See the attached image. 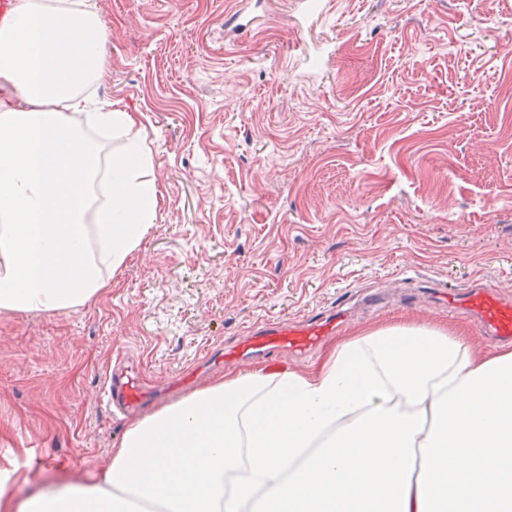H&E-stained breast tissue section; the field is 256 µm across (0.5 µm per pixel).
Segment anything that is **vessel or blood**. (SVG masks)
I'll return each instance as SVG.
<instances>
[{"label":"vessel or blood","mask_w":512,"mask_h":512,"mask_svg":"<svg viewBox=\"0 0 512 512\" xmlns=\"http://www.w3.org/2000/svg\"><path fill=\"white\" fill-rule=\"evenodd\" d=\"M450 310L464 311L480 332L503 340L512 339V301L499 298L485 286H474L469 291L448 295ZM336 328L333 316L311 319L298 324L269 322L258 326L242 342L239 352H260L275 357L279 351L293 350L306 353L315 348L323 336ZM148 395L145 374L141 369L129 367L118 374H107L104 380L106 404L133 406Z\"/></svg>","instance_id":"1"}]
</instances>
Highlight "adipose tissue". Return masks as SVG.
Masks as SVG:
<instances>
[{"instance_id": "adipose-tissue-1", "label": "adipose tissue", "mask_w": 512, "mask_h": 512, "mask_svg": "<svg viewBox=\"0 0 512 512\" xmlns=\"http://www.w3.org/2000/svg\"><path fill=\"white\" fill-rule=\"evenodd\" d=\"M96 0L0 17V311L62 312L111 287L159 206ZM112 140L104 153L91 131ZM0 512H512V350L388 327L308 375L228 372L136 419L108 464Z\"/></svg>"}]
</instances>
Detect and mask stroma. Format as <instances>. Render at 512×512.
Returning <instances> with one entry per match:
<instances>
[{"label": "stroma", "mask_w": 512, "mask_h": 512, "mask_svg": "<svg viewBox=\"0 0 512 512\" xmlns=\"http://www.w3.org/2000/svg\"><path fill=\"white\" fill-rule=\"evenodd\" d=\"M98 5V98L140 113L160 203L94 301L0 311L14 494L109 461L133 420L102 400L119 353L167 403L223 375L209 354L251 327L336 308L337 344L424 325L493 349L424 289L512 295V0ZM255 6L257 32L225 41V15Z\"/></svg>", "instance_id": "1"}]
</instances>
